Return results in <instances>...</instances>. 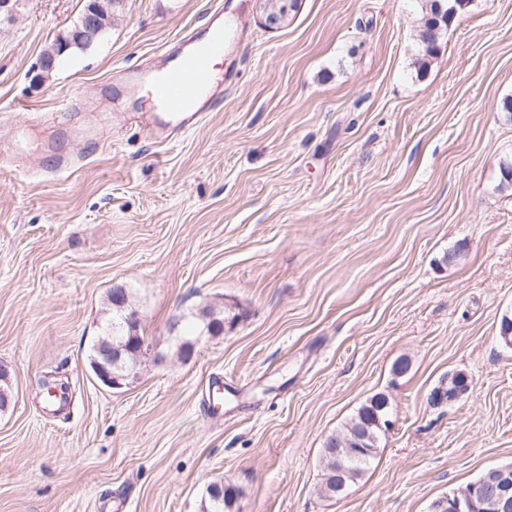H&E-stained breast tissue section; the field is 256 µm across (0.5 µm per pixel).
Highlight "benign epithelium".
Segmentation results:
<instances>
[{"instance_id":"1","label":"benign epithelium","mask_w":512,"mask_h":512,"mask_svg":"<svg viewBox=\"0 0 512 512\" xmlns=\"http://www.w3.org/2000/svg\"><path fill=\"white\" fill-rule=\"evenodd\" d=\"M267 18L272 25L283 24L288 15L285 5H278L274 0H262ZM112 6V0H92L86 14L84 26L77 29L69 37V43H61L56 47V53L52 58H44L40 66H53L58 57L68 49V44L90 42L100 31L102 18L108 16ZM129 330L128 340L118 346L110 343L98 346L99 354L108 363L100 364L93 361L94 374L97 379L110 389H121L127 380L136 375L137 365L126 366L122 364V351L134 346L138 339L139 319L134 316L127 320ZM469 385L465 374L455 373L448 375V383L435 390L430 400L435 405L454 403L467 391ZM494 478L490 481L482 479L468 484L466 487L455 490L440 503L442 512H486L493 508L496 512H512V468L509 466L497 467L492 470Z\"/></svg>"}]
</instances>
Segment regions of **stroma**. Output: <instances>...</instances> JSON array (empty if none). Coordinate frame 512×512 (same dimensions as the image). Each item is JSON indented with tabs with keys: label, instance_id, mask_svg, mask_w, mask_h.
Listing matches in <instances>:
<instances>
[{
	"label": "stroma",
	"instance_id": "1",
	"mask_svg": "<svg viewBox=\"0 0 512 512\" xmlns=\"http://www.w3.org/2000/svg\"><path fill=\"white\" fill-rule=\"evenodd\" d=\"M218 2L117 0L38 83L87 0L0 20V512H202L220 482L239 512H434L512 464V0H464L423 68L425 0H299L284 27L248 0L238 79L156 146L122 73ZM116 287L145 345L112 390L90 361ZM206 308L239 319L178 356ZM455 371L469 391L432 406ZM377 393L394 428L320 496L325 440Z\"/></svg>",
	"mask_w": 512,
	"mask_h": 512
}]
</instances>
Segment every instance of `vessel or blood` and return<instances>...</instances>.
<instances>
[{
    "instance_id": "b4317fda",
    "label": "vessel or blood",
    "mask_w": 512,
    "mask_h": 512,
    "mask_svg": "<svg viewBox=\"0 0 512 512\" xmlns=\"http://www.w3.org/2000/svg\"><path fill=\"white\" fill-rule=\"evenodd\" d=\"M247 7L248 0H223L213 12L208 38L185 34L172 62L132 69L126 94L134 100L150 99L152 109L130 113V120L161 143L195 128L222 100L224 82L234 75L233 67L219 69L216 61L228 57L244 40L239 22Z\"/></svg>"
}]
</instances>
